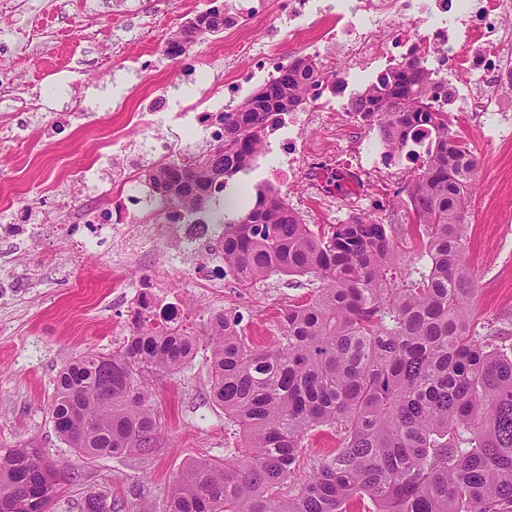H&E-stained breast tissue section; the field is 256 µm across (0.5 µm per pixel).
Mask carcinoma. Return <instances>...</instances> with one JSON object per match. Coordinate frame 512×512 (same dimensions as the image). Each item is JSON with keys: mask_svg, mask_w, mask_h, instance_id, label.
Segmentation results:
<instances>
[{"mask_svg": "<svg viewBox=\"0 0 512 512\" xmlns=\"http://www.w3.org/2000/svg\"><path fill=\"white\" fill-rule=\"evenodd\" d=\"M224 13L205 9L167 40L180 57ZM311 64L297 60L257 92L221 112L224 154L193 157L186 178L171 156L145 171L167 195L164 215L194 217L228 181L249 171L269 128L302 106ZM435 81L408 64L388 69L347 104L372 118L399 155L414 130L431 141L408 186L410 228L424 252L405 256L390 225L366 217L314 229L271 185L247 210L224 209V265L243 286L273 275L321 286L283 312L279 336L256 345L230 310L209 317L201 336L177 326L136 330L119 350L86 352L55 381L50 413L59 439L86 459L161 450L159 418L142 386L147 369L183 370L208 346L211 398L241 446L180 471L162 512H512V344L506 327L476 319L464 229L477 159L456 119L435 107ZM339 445L303 468L311 433ZM59 473L38 448L0 450V512H53ZM127 502L90 492L81 512H126Z\"/></svg>", "mask_w": 512, "mask_h": 512, "instance_id": "obj_1", "label": "carcinoma"}]
</instances>
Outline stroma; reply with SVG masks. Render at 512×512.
Masks as SVG:
<instances>
[{
  "mask_svg": "<svg viewBox=\"0 0 512 512\" xmlns=\"http://www.w3.org/2000/svg\"><path fill=\"white\" fill-rule=\"evenodd\" d=\"M208 6L209 0H42L33 13L25 0H0V225L37 227L26 241L0 239V446L38 448L63 462L55 512H80L91 492L162 505L187 462L223 456L237 441L209 398L204 348L183 371L143 379L161 423L158 455L85 460L57 437L50 415L56 376L76 356L112 351L132 335L133 283L167 280L188 311L189 332L202 334L211 314L232 308L242 314L247 335L262 344L277 333L278 311L310 292L305 278L281 275L250 288L229 279L209 289L188 275L169 276L155 247L126 260L92 254L73 269L67 264L72 238L43 228L45 221L70 224L119 200L128 160L146 155L138 132L130 134L127 155L100 170L95 187L74 173L96 161L125 113L165 98L194 104L202 90L223 87L225 70L245 69L238 37L264 38L263 25L219 33L175 60L167 56L174 24ZM73 19L79 30L71 29ZM32 31L36 39L20 50L19 39ZM134 56L158 67L146 82L132 70ZM458 125L477 158L466 241L476 281L473 310L479 321L512 324V139L487 150L475 118Z\"/></svg>",
  "mask_w": 512,
  "mask_h": 512,
  "instance_id": "obj_1",
  "label": "stroma"
}]
</instances>
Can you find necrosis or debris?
<instances>
[{
  "label": "necrosis or debris",
  "mask_w": 512,
  "mask_h": 512,
  "mask_svg": "<svg viewBox=\"0 0 512 512\" xmlns=\"http://www.w3.org/2000/svg\"><path fill=\"white\" fill-rule=\"evenodd\" d=\"M507 10L506 0H280L284 22L272 27L264 41L240 37L238 51L248 65L227 77L224 96L215 108L189 113L187 143L173 144L155 136L153 113L134 112V123L150 133L149 149L159 157L189 151L196 141H212L221 128L210 122L211 111H231L245 85L273 78L284 64L281 41H292L314 63L316 75L301 112L289 114L288 134L279 141L288 162L272 166L269 173L288 191L310 169L330 183L340 173L366 183L367 193L351 191L340 199L346 214L361 215L368 200L382 198L389 186L400 181L402 170L389 159L388 147L372 140L369 133L348 136V129L359 122L344 104L354 75L414 61L443 85L463 74L476 84L489 82L491 91L484 97L477 99L466 92L461 100L464 111L488 119L484 144L493 147L496 141L512 138V113L502 105L503 98L512 95V65L502 60V44L512 35L504 23ZM333 111L342 117L333 132L336 153L329 157L306 145L305 136L315 118ZM143 203L133 193L116 202L111 212H92L78 225H63V232L76 240L71 264L82 265L88 254L102 252L111 238L121 239L132 253L158 241L172 272L186 268L205 286L222 287L223 225L185 218L163 226L142 224L138 216ZM139 294L144 302L135 311L150 322L164 315L174 324L183 318V308L170 302L165 286L147 281Z\"/></svg>",
  "instance_id": "necrosis-or-debris-1"
}]
</instances>
